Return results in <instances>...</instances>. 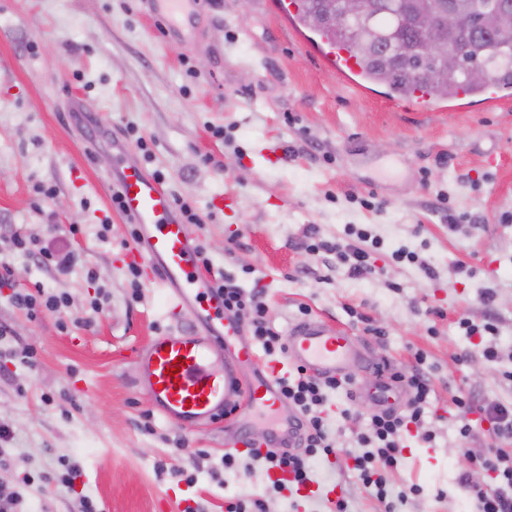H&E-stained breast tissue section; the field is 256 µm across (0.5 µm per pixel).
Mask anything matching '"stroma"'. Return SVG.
<instances>
[{
  "instance_id": "obj_1",
  "label": "stroma",
  "mask_w": 512,
  "mask_h": 512,
  "mask_svg": "<svg viewBox=\"0 0 512 512\" xmlns=\"http://www.w3.org/2000/svg\"><path fill=\"white\" fill-rule=\"evenodd\" d=\"M273 0H207L194 39L168 35L151 0H0V491L19 493L22 512H225L227 501L261 500L265 512H328L342 488L349 512L379 505L348 470L356 431L374 412L371 386L415 366L423 353L432 385L425 426L388 475L409 496L398 512H476L459 485L467 453L452 398L512 402V91L506 103L417 111L382 84L356 93L295 34ZM109 128L129 162L161 173L201 217L191 225L217 271L264 288L272 324L300 307L356 339L362 363L348 375L356 398L331 397L338 456L312 459L320 494L273 491L268 474L225 468L230 435L263 437L247 404L252 368L239 374L236 410L187 429L160 417L135 382L139 352L154 336L191 328L171 318L161 288L131 278L130 225L103 179ZM233 197L225 208V197ZM78 234H71L70 226ZM381 242L371 274L351 277L334 255L308 249L347 226ZM58 239L78 255L65 274L14 245L16 234ZM418 262H396L398 248ZM468 273H456L458 264ZM63 294L66 306L36 315L16 292ZM496 293L485 306L486 289ZM495 321L486 361L459 318ZM38 352L36 363L22 357ZM349 418H342V410ZM80 466L72 488L62 462ZM418 493H411V486Z\"/></svg>"
}]
</instances>
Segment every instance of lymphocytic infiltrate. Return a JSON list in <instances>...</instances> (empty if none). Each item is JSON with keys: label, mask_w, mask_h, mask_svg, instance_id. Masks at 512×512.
<instances>
[{"label": "lymphocytic infiltrate", "mask_w": 512, "mask_h": 512, "mask_svg": "<svg viewBox=\"0 0 512 512\" xmlns=\"http://www.w3.org/2000/svg\"><path fill=\"white\" fill-rule=\"evenodd\" d=\"M346 235L356 236V243L340 241H317L311 243L310 251H325L334 254L336 263L348 275L360 276L372 273L370 253L363 244L371 234L365 229L347 227ZM213 286L224 297V310L236 316L248 313L249 333L253 341L261 345L264 354L270 359L283 358L286 353V338L270 321V310L262 292H244L235 283L230 273H218L213 277ZM392 382L398 384L407 394L405 411H377L371 414L363 431L358 433L357 442L360 455L352 459L351 470L357 480L368 489L382 504L384 512H395L398 503L404 502V492H393L387 479L390 471L397 468L402 458L403 442L408 437L429 443L434 439L431 431L424 427L426 411L430 404L432 388L429 378L421 370L410 374H395ZM354 382L351 378H320L308 373L304 368L280 377L276 389L294 412V424L304 436V450L293 453L287 450L268 449L252 456L266 470H280L292 474L299 485L310 481L309 461L312 458L335 452L327 425L328 391H351ZM453 404L461 418L458 428L460 439H468L477 429L479 421H486L496 438H512V404L491 401L474 403L465 395L453 398ZM477 465L492 471L496 482L491 486L473 483L469 476H461L460 485L474 501L477 512H512V449H489L487 454L477 457Z\"/></svg>", "instance_id": "f902f5d3"}]
</instances>
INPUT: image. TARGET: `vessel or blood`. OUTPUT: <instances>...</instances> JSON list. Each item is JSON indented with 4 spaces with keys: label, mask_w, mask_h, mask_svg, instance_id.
I'll list each match as a JSON object with an SVG mask.
<instances>
[{
    "label": "vessel or blood",
    "mask_w": 512,
    "mask_h": 512,
    "mask_svg": "<svg viewBox=\"0 0 512 512\" xmlns=\"http://www.w3.org/2000/svg\"><path fill=\"white\" fill-rule=\"evenodd\" d=\"M155 14L168 30L192 32L201 0H153ZM329 67L341 75L357 74L358 68L339 49L321 51ZM110 190L122 201L123 213L138 228L132 251L152 271V280L163 288L168 307L175 313H191L206 323L207 333L178 331L152 337L137 357L136 382L144 387L153 409L162 417L187 428L210 424L223 413L239 392L238 368L254 361L252 346L245 342L239 325L224 313V300L198 271L188 227L178 218L170 191L136 164H123L108 175ZM284 359L270 360L258 369L248 390L256 412L273 420L267 432L273 448L294 446V426L278 422L283 400L276 380L289 366L310 374L340 376L359 361L355 341L347 332L319 319L292 324L286 336ZM223 367H216V354Z\"/></svg>",
    "instance_id": "vessel-or-blood-1"
}]
</instances>
